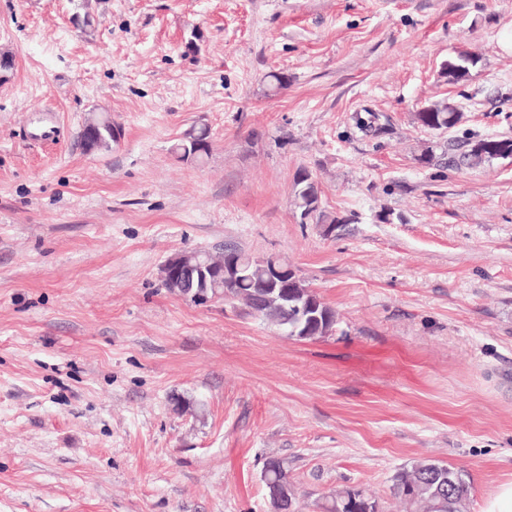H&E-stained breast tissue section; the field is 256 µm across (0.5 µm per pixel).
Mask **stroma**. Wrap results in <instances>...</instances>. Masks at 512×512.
Instances as JSON below:
<instances>
[{
    "instance_id": "stroma-1",
    "label": "stroma",
    "mask_w": 512,
    "mask_h": 512,
    "mask_svg": "<svg viewBox=\"0 0 512 512\" xmlns=\"http://www.w3.org/2000/svg\"><path fill=\"white\" fill-rule=\"evenodd\" d=\"M79 1L0 0V512H273L271 457L295 512L343 488L405 512L420 461L480 512L512 480V157H417L512 137V0H87L88 28ZM439 100L444 133L414 121ZM100 112L122 137L92 155ZM302 169L354 223H301ZM230 247L287 259L335 332L163 287L169 257ZM479 62V57L468 52L459 53L455 58L448 59V64L444 68V74L449 82H459L466 77L470 70ZM416 112L417 123L431 131H447L454 128L461 120L462 114L455 105L440 101L422 107Z\"/></svg>"
}]
</instances>
